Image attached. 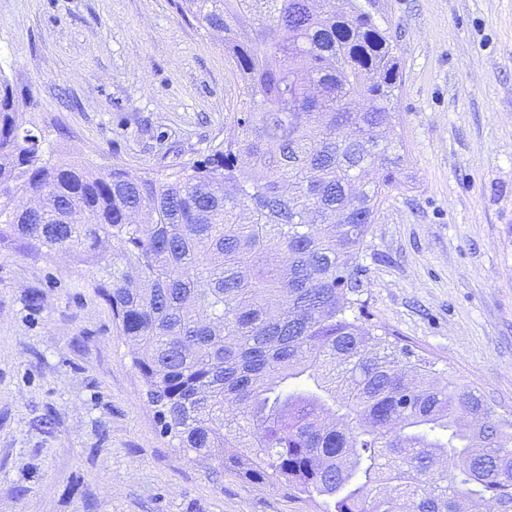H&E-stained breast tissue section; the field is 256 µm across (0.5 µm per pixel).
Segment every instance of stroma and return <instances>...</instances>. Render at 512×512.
Instances as JSON below:
<instances>
[{"label":"stroma","instance_id":"35a3bbf8","mask_svg":"<svg viewBox=\"0 0 512 512\" xmlns=\"http://www.w3.org/2000/svg\"><path fill=\"white\" fill-rule=\"evenodd\" d=\"M397 30L410 164L367 237L369 311L512 412V0H360ZM0 71L67 157L197 159L239 83L177 0H0ZM164 437L74 260L0 243V512H326Z\"/></svg>","mask_w":512,"mask_h":512}]
</instances>
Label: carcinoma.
Wrapping results in <instances>:
<instances>
[{
  "mask_svg": "<svg viewBox=\"0 0 512 512\" xmlns=\"http://www.w3.org/2000/svg\"><path fill=\"white\" fill-rule=\"evenodd\" d=\"M343 3L181 0L241 86L224 140L171 169L60 157L0 72V240L89 269L185 455L333 512H512V418L361 300L369 227L409 159L390 138L395 38Z\"/></svg>",
  "mask_w": 512,
  "mask_h": 512,
  "instance_id": "cac0c4a2",
  "label": "carcinoma"
}]
</instances>
